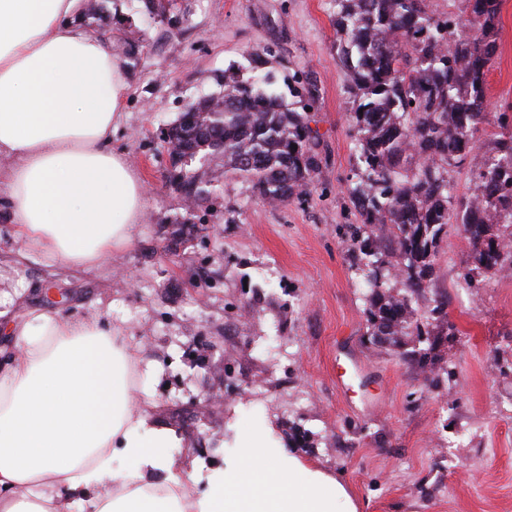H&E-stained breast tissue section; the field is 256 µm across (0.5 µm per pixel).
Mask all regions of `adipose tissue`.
Listing matches in <instances>:
<instances>
[{
    "instance_id": "ef3b65f1",
    "label": "adipose tissue",
    "mask_w": 512,
    "mask_h": 512,
    "mask_svg": "<svg viewBox=\"0 0 512 512\" xmlns=\"http://www.w3.org/2000/svg\"><path fill=\"white\" fill-rule=\"evenodd\" d=\"M81 10L82 0H0V221L66 269L126 249L145 206L143 179L112 139L122 62ZM12 302L0 295L11 338L0 347V512H358L270 427L237 430L238 456L199 494L136 385L140 347L126 328L100 312L14 319Z\"/></svg>"
}]
</instances>
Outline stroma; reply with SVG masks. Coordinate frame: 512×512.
<instances>
[{"label": "stroma", "instance_id": "35a3bbf8", "mask_svg": "<svg viewBox=\"0 0 512 512\" xmlns=\"http://www.w3.org/2000/svg\"><path fill=\"white\" fill-rule=\"evenodd\" d=\"M97 31L135 52L122 69L125 118L113 136L146 185L130 246L80 270L44 263L0 222V291L15 309L74 316L109 312L143 345L138 384L152 417L178 432L169 454L206 492L208 473L238 451L235 428L273 426L287 449L344 483L359 512H512V274L458 285L467 242L449 235L427 299H448L457 332L437 349L450 375L426 386L415 366L370 343L367 290L348 231L355 162L347 134L353 97L336 41L333 0H191L174 26L141 0H111ZM126 17L125 25L114 16ZM487 77L489 111L512 101V0ZM271 76V91L309 77L321 167L282 203L249 182L186 206L169 179L161 132L228 68ZM223 408L205 410L207 392Z\"/></svg>", "mask_w": 512, "mask_h": 512}]
</instances>
